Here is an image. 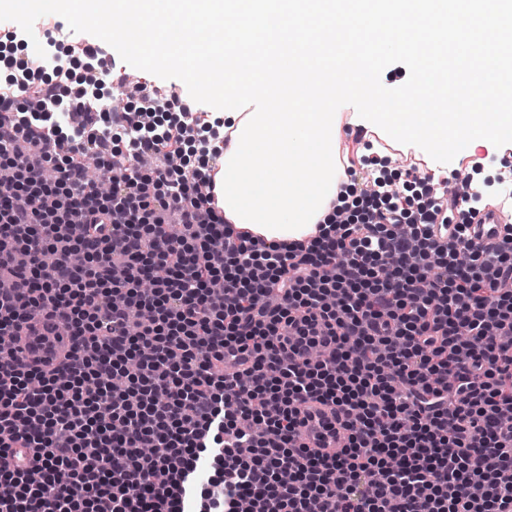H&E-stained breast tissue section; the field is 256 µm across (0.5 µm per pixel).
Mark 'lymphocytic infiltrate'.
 <instances>
[{"instance_id":"1","label":"lymphocytic infiltrate","mask_w":512,"mask_h":512,"mask_svg":"<svg viewBox=\"0 0 512 512\" xmlns=\"http://www.w3.org/2000/svg\"><path fill=\"white\" fill-rule=\"evenodd\" d=\"M35 63L0 96V338L47 313L79 345L0 351V512H512V224L480 244L432 177L414 209L347 164L357 222L266 241L147 133L176 85L59 115ZM310 402L343 448L303 444Z\"/></svg>"}]
</instances>
